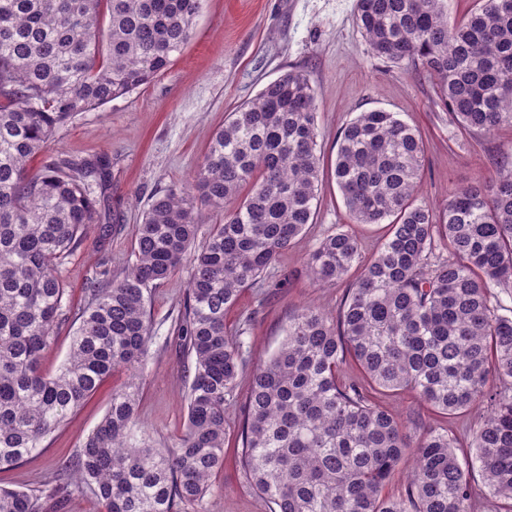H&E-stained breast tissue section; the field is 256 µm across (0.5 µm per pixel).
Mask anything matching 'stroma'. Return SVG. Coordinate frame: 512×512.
I'll list each match as a JSON object with an SVG mask.
<instances>
[{
	"instance_id": "stroma-1",
	"label": "stroma",
	"mask_w": 512,
	"mask_h": 512,
	"mask_svg": "<svg viewBox=\"0 0 512 512\" xmlns=\"http://www.w3.org/2000/svg\"><path fill=\"white\" fill-rule=\"evenodd\" d=\"M291 69L304 71L317 92L324 174L313 223L265 280L242 292L227 316L230 329L243 333L249 367L278 348L300 307L312 303L334 314L346 297L349 281L314 286L306 261L323 237L349 223L334 177L336 140L359 113L396 112L420 132L425 144L421 198L435 209L450 192L493 175L499 157L512 152V126L490 134L457 128L439 100L435 80L421 66H393L374 56L357 26L355 0H204L191 39L164 71L129 95L77 115L50 143L52 155L111 161L101 214L114 230L104 240L90 230L66 264L71 309L84 305L89 281L125 274L150 197L190 181L225 116ZM190 274V266H182L152 293V341L138 436L158 447L175 442L185 419L192 360L175 321ZM126 380V374H115L44 441L39 453L0 472V485L44 494L104 415L113 387ZM182 512H268V504L245 485L229 459L203 505H186Z\"/></svg>"
}]
</instances>
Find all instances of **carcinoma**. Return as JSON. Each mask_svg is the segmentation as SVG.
Masks as SVG:
<instances>
[{"mask_svg":"<svg viewBox=\"0 0 512 512\" xmlns=\"http://www.w3.org/2000/svg\"><path fill=\"white\" fill-rule=\"evenodd\" d=\"M202 0H0V471L45 439L112 375L105 415L44 497L0 486V512H60L87 488L104 512L201 505L224 470L228 410L246 368L224 316L312 223L321 182L316 92L289 70L236 107L194 179L152 196L123 276L95 281L74 317L67 358L41 368L67 307L63 266L101 224L110 160L51 156L55 132L151 81L190 40ZM372 53L416 62L440 85L453 123L512 126V0H480L448 22L446 0H356ZM417 129L382 109L342 130L334 176L354 224L389 232L335 315L306 305L279 349L250 375L237 458L269 512H512V317L491 289L512 286V154L494 178L436 213L418 199ZM223 219L202 229V209ZM340 228L309 254L318 285L361 260ZM191 265L178 333L194 358L176 441L136 438L151 343L152 289ZM413 392L438 420L424 427L386 400ZM484 416L461 444L452 422ZM404 493L387 487L407 462Z\"/></svg>","mask_w":512,"mask_h":512,"instance_id":"1","label":"carcinoma"}]
</instances>
